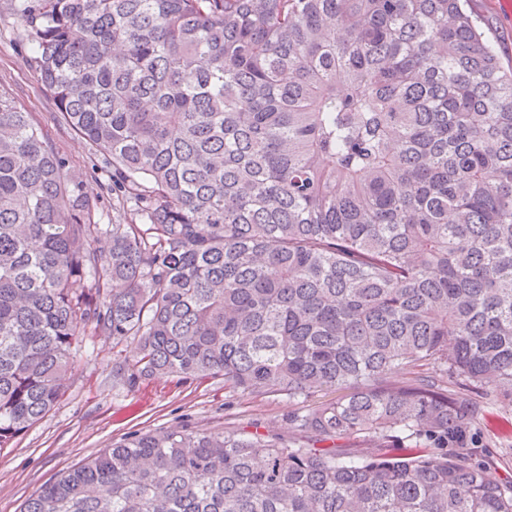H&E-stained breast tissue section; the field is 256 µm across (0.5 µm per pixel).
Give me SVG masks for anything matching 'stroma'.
I'll list each match as a JSON object with an SVG mask.
<instances>
[{
	"label": "stroma",
	"mask_w": 512,
	"mask_h": 512,
	"mask_svg": "<svg viewBox=\"0 0 512 512\" xmlns=\"http://www.w3.org/2000/svg\"><path fill=\"white\" fill-rule=\"evenodd\" d=\"M489 30L490 44L503 66H512V6L507 0H470ZM33 52L21 29L0 2V90L30 112L70 170L103 193V223L133 220L130 208L104 185L108 176L101 152L55 118L56 106L41 83ZM136 339L113 345L111 337L87 333L64 380L59 403L11 447L0 450V512H20L25 500L56 475L134 433L160 428L241 432L276 430L287 434V398H251L225 389L220 378L162 376L128 382L112 377L115 365L132 357ZM473 402L477 422L466 437L476 462L512 481V400L489 388H458Z\"/></svg>",
	"instance_id": "obj_1"
}]
</instances>
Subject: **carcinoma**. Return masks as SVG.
Returning <instances> with one entry per match:
<instances>
[{"mask_svg": "<svg viewBox=\"0 0 512 512\" xmlns=\"http://www.w3.org/2000/svg\"><path fill=\"white\" fill-rule=\"evenodd\" d=\"M8 6L138 221L96 224L0 91V448L89 327L139 340L133 377L338 394L288 440L134 434L21 512H512L448 451L476 420L448 384L512 398V70L464 0Z\"/></svg>", "mask_w": 512, "mask_h": 512, "instance_id": "carcinoma-1", "label": "carcinoma"}]
</instances>
